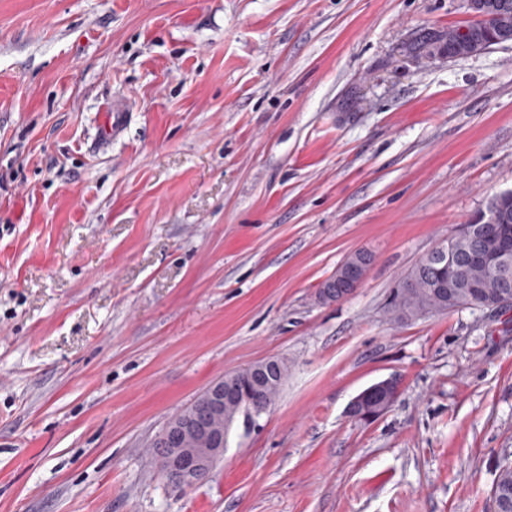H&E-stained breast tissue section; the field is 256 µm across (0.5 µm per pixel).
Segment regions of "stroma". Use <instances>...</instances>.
Masks as SVG:
<instances>
[{
  "mask_svg": "<svg viewBox=\"0 0 512 512\" xmlns=\"http://www.w3.org/2000/svg\"><path fill=\"white\" fill-rule=\"evenodd\" d=\"M469 19L462 0H0V512H492L512 309L388 310L512 190V45L397 57ZM357 250L361 286L318 302ZM270 358L275 405L169 486L166 422ZM390 377L383 416L348 415Z\"/></svg>",
  "mask_w": 512,
  "mask_h": 512,
  "instance_id": "obj_1",
  "label": "stroma"
}]
</instances>
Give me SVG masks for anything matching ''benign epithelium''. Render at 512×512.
<instances>
[{"label":"benign epithelium","instance_id":"1","mask_svg":"<svg viewBox=\"0 0 512 512\" xmlns=\"http://www.w3.org/2000/svg\"><path fill=\"white\" fill-rule=\"evenodd\" d=\"M512 44V17L499 18L498 29L483 40H472L450 49L437 41L417 58V62L435 59H459L476 56L496 45ZM504 200H492L476 216L478 224H498L505 213ZM493 241L489 250H478L482 257L493 260L505 270L512 263V241L486 233ZM441 257V266L432 279L433 287L463 288L456 258L450 245L435 249ZM371 264L369 254L358 253L346 260L336 273L318 289V299L323 303L342 301L352 296L362 284ZM399 395L398 381L388 378L364 389L352 399L348 407L351 417L363 421L383 415ZM236 398L233 385L224 378L216 380L189 413L175 415L156 436L152 447L158 449L159 467L167 476L169 485L176 489L191 487L208 474L224 454L228 432H215L208 423L209 415L224 414V404Z\"/></svg>","mask_w":512,"mask_h":512}]
</instances>
